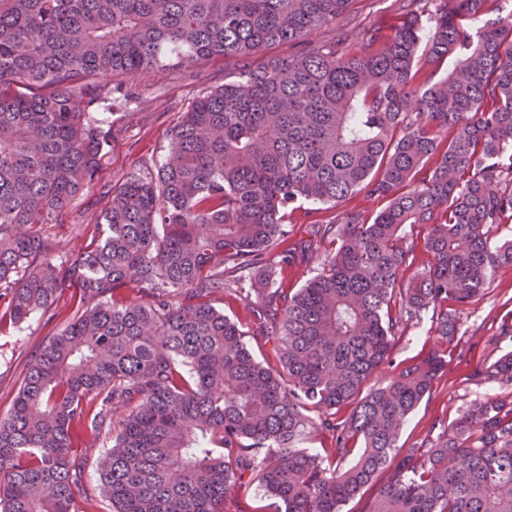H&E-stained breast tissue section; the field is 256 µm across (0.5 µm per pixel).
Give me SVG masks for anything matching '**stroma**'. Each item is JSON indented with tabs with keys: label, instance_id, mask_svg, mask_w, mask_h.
<instances>
[{
	"label": "stroma",
	"instance_id": "stroma-1",
	"mask_svg": "<svg viewBox=\"0 0 512 512\" xmlns=\"http://www.w3.org/2000/svg\"><path fill=\"white\" fill-rule=\"evenodd\" d=\"M395 0H354L349 12L335 23L314 31L310 42H329L343 32L391 16ZM236 69L234 61L214 58L191 67H162L135 78L112 82V105L102 116L112 129L93 181L64 209L50 230L57 255L74 257L91 241V228L112 197V191L135 171L157 170L167 152L168 130L200 96L222 85ZM383 201L363 195L348 198L338 206L304 204L287 218L288 228L303 235L311 224H331L349 213H368L383 208ZM512 318V267L493 272L488 288L462 317L467 327L461 339L464 357H449L448 364L407 423L401 441L412 446L435 420L456 416L462 406L479 397L481 388L471 384L476 366L512 351V341L501 340L502 325ZM62 321L46 322L34 317L20 327L0 333V413L7 412L16 396L27 365L41 351Z\"/></svg>",
	"mask_w": 512,
	"mask_h": 512
}]
</instances>
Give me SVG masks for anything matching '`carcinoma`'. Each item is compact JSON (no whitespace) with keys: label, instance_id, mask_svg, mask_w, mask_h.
<instances>
[{"label":"carcinoma","instance_id":"obj_1","mask_svg":"<svg viewBox=\"0 0 512 512\" xmlns=\"http://www.w3.org/2000/svg\"><path fill=\"white\" fill-rule=\"evenodd\" d=\"M351 2L0 0V332L57 318L70 292L0 415V512H79L98 494L112 512H224L253 486L257 512H512V352L472 374L481 396L399 445L464 311L512 266V238L492 240L512 219V18L400 0L352 39L266 55ZM216 57L241 67L181 116L157 172L112 191L96 242L56 255L46 226L110 139L92 115L112 100L102 80ZM358 193L386 205L288 231L302 204ZM426 318L430 352L394 363ZM317 435L327 447H303ZM88 438L104 448L93 491L72 453Z\"/></svg>","mask_w":512,"mask_h":512}]
</instances>
